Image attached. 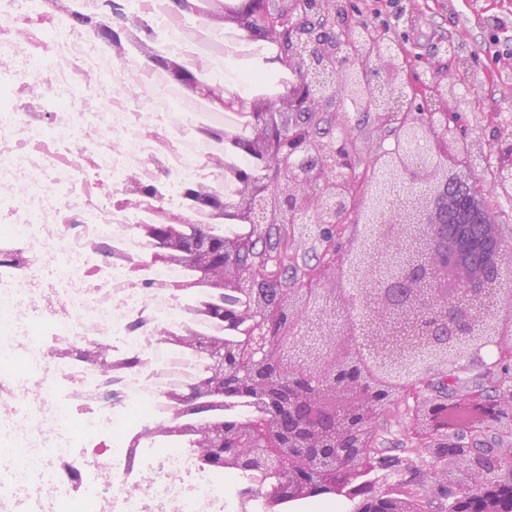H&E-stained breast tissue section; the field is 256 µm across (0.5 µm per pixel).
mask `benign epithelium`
Instances as JSON below:
<instances>
[{
	"label": "benign epithelium",
	"mask_w": 512,
	"mask_h": 512,
	"mask_svg": "<svg viewBox=\"0 0 512 512\" xmlns=\"http://www.w3.org/2000/svg\"><path fill=\"white\" fill-rule=\"evenodd\" d=\"M304 5L314 27L303 41L267 23L268 0H231L224 16L274 45L271 62L299 71V82L274 105L152 58L188 96L250 113L247 151L262 145L273 115L290 119L288 140L268 157V180L241 174L234 198L195 199L198 208L231 213L252 237L185 233L183 215L153 231L155 262L177 250L199 278L244 299L233 310L219 307L218 318L245 322V335L199 343L209 368L185 388L183 403L204 418L201 398L237 395L254 412L209 422L199 454L210 467L260 477L267 512L318 496L343 499L350 512H426L433 503L439 512H512V391L490 400L477 387L450 396L420 389L426 376L475 362L485 348L497 350L498 364L512 358V295L498 278L512 267V237L484 206L495 181L512 177V132L489 124V132L472 137L448 131L436 113L384 105L373 112L374 129L395 145L362 156L342 101L360 83L379 97L416 84L412 63L375 47L335 66L342 54L337 30L353 16L351 0ZM94 10L96 38L117 40L127 22L124 5L99 0ZM335 131L347 139V165L330 146ZM491 155L495 174L486 180L479 161ZM357 161L374 166L360 206L341 194ZM395 183L411 190L393 201ZM273 199L280 222L298 214L313 222V231L280 241V250L304 241L321 250L322 261L271 294L263 255L251 247L268 240ZM347 213L371 230L338 247L336 223ZM410 397L409 431L440 475L431 486L438 502L407 491L401 476L415 468L413 460L385 467L374 451L380 411Z\"/></svg>",
	"instance_id": "obj_1"
}]
</instances>
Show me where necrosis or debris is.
<instances>
[{"label":"necrosis or debris","instance_id":"1","mask_svg":"<svg viewBox=\"0 0 512 512\" xmlns=\"http://www.w3.org/2000/svg\"><path fill=\"white\" fill-rule=\"evenodd\" d=\"M89 0H0V357L27 363L0 373V447L37 469L11 477L0 512H241L245 476L203 463L181 422L179 391L159 380L170 359L206 336L191 312L193 277L182 260L153 262L139 228L153 211L189 213L187 188L230 195L224 163L174 82L133 95L120 71L182 55L201 14H156L126 0L134 19L120 46L78 28ZM154 35L145 39L141 27ZM206 82L235 92L276 86L275 72L236 57L204 64ZM150 181L159 199L134 185ZM107 345L102 370L88 351ZM102 427L98 437L56 428L58 414ZM122 426L120 445L104 429Z\"/></svg>","mask_w":512,"mask_h":512}]
</instances>
